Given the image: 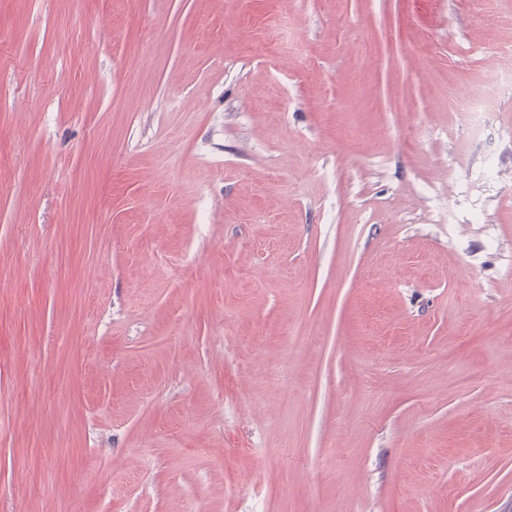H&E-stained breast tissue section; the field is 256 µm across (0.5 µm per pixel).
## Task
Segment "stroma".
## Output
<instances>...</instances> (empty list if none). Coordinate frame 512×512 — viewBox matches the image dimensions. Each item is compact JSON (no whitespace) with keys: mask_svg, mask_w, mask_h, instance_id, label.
Instances as JSON below:
<instances>
[{"mask_svg":"<svg viewBox=\"0 0 512 512\" xmlns=\"http://www.w3.org/2000/svg\"><path fill=\"white\" fill-rule=\"evenodd\" d=\"M510 70L512 0H0V512H512Z\"/></svg>","mask_w":512,"mask_h":512,"instance_id":"35a3bbf8","label":"stroma"}]
</instances>
